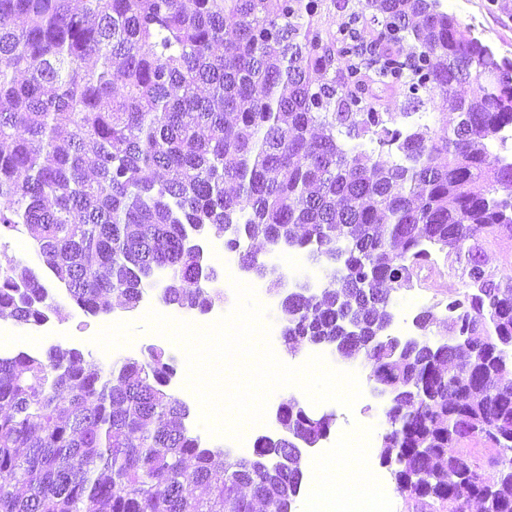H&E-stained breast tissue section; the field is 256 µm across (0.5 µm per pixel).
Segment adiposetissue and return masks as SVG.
Masks as SVG:
<instances>
[{"instance_id":"ef3b65f1","label":"adipose tissue","mask_w":512,"mask_h":512,"mask_svg":"<svg viewBox=\"0 0 512 512\" xmlns=\"http://www.w3.org/2000/svg\"><path fill=\"white\" fill-rule=\"evenodd\" d=\"M318 482L310 491L309 512H344L346 502L360 498L375 483L374 472L349 465L338 470L317 464Z\"/></svg>"}]
</instances>
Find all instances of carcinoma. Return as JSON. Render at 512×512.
Masks as SVG:
<instances>
[{
  "mask_svg": "<svg viewBox=\"0 0 512 512\" xmlns=\"http://www.w3.org/2000/svg\"><path fill=\"white\" fill-rule=\"evenodd\" d=\"M504 63L442 0H0V237L31 250L0 251V315L46 324L47 280L86 315L112 293L134 309L161 275L164 306L202 313L224 289L201 238L261 278L250 242L307 248L328 284L288 293L282 338L405 392L381 457L407 512H512V274L479 245L512 240V158L494 152L512 83L484 81ZM438 96L440 136L409 123ZM434 247L465 279L453 320L424 310L418 341L382 335ZM174 362L151 347L106 367L60 343L0 356V512H294L303 473L281 438L224 463L166 391ZM281 420L311 444L332 426L292 401Z\"/></svg>",
  "mask_w": 512,
  "mask_h": 512,
  "instance_id": "1",
  "label": "carcinoma"
}]
</instances>
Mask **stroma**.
<instances>
[{
	"label": "stroma",
	"mask_w": 512,
	"mask_h": 512,
	"mask_svg": "<svg viewBox=\"0 0 512 512\" xmlns=\"http://www.w3.org/2000/svg\"><path fill=\"white\" fill-rule=\"evenodd\" d=\"M445 3L449 12L462 21L467 35L480 39L497 56L512 59V0H445ZM464 291L462 278L451 258L437 254L428 279L393 292L394 322L399 325L412 321L420 311L446 304L449 298L461 297ZM49 325L61 335L78 337V348L86 359L104 365L111 363L113 353L122 352L128 343L133 346L131 356L135 359L143 358L149 347L167 349L171 346L168 338L147 329L142 310H126L117 298L113 299L112 311L106 317L86 315L69 304H62L59 312L51 316ZM331 366L356 373L362 389V396L353 409H345L335 402L321 403L322 411L334 415L332 435L366 429L370 437L367 445L341 448L336 454L323 456V463L333 469L350 463L373 469L385 488L390 512H406L391 470L380 460L379 446L388 430L383 415V397L377 393L363 363L337 358Z\"/></svg>",
	"instance_id": "35a3bbf8"
}]
</instances>
